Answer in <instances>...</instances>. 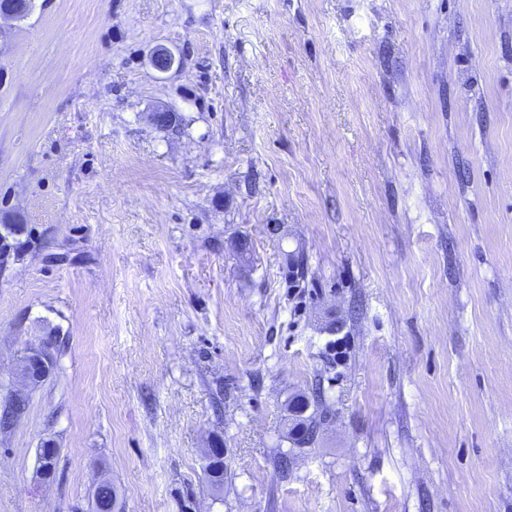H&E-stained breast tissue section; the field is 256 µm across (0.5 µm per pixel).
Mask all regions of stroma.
I'll return each instance as SVG.
<instances>
[{
	"label": "stroma",
	"instance_id": "stroma-1",
	"mask_svg": "<svg viewBox=\"0 0 512 512\" xmlns=\"http://www.w3.org/2000/svg\"><path fill=\"white\" fill-rule=\"evenodd\" d=\"M0 44V400L64 339L0 512H512V0H33ZM52 352L43 343L27 348L20 356L18 372L25 386H36L50 375ZM314 394L315 398L313 399V402H311L308 396L302 395L293 401L289 406V408L299 405L309 407L311 402L312 406L314 407L313 413L307 419L302 418L299 421H294L293 425H289L287 435L289 436V439L292 441L293 445L298 448L312 445L316 441V439H314V433L317 426L321 422V419L319 421V417H321L323 412L327 413V408L325 407V403L322 400L320 387L316 388ZM294 414H296V410L290 408V410H288L289 420L292 418V416H294Z\"/></svg>",
	"mask_w": 512,
	"mask_h": 512
}]
</instances>
